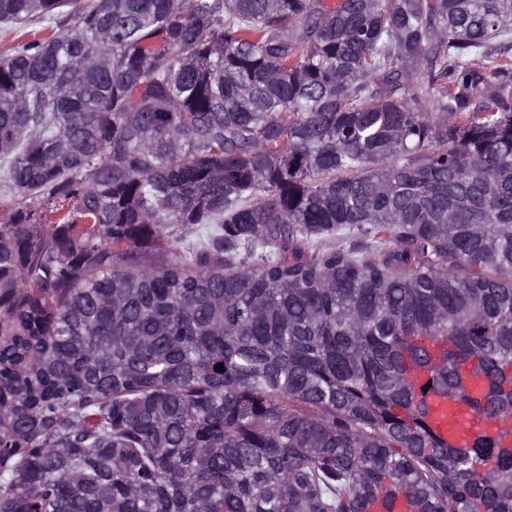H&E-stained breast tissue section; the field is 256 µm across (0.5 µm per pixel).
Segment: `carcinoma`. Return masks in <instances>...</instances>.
Masks as SVG:
<instances>
[{
    "instance_id": "cac0c4a2",
    "label": "carcinoma",
    "mask_w": 512,
    "mask_h": 512,
    "mask_svg": "<svg viewBox=\"0 0 512 512\" xmlns=\"http://www.w3.org/2000/svg\"><path fill=\"white\" fill-rule=\"evenodd\" d=\"M34 23L0 512H512V0H0Z\"/></svg>"
}]
</instances>
